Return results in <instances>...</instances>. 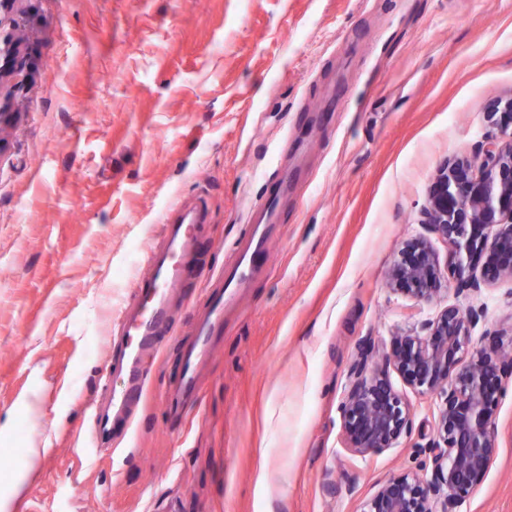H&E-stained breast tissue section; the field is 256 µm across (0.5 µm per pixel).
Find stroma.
<instances>
[{"instance_id": "obj_1", "label": "stroma", "mask_w": 512, "mask_h": 512, "mask_svg": "<svg viewBox=\"0 0 512 512\" xmlns=\"http://www.w3.org/2000/svg\"><path fill=\"white\" fill-rule=\"evenodd\" d=\"M29 66L0 130V495L6 512H364L430 466L440 398L397 373L411 434L361 456L339 412L359 345L457 303L450 245L422 222L438 165L475 156L485 105L512 96V0H16ZM287 202L265 223V183ZM204 198L203 275L172 294L173 333L133 436L81 451L86 406L134 308L141 250L172 201ZM264 224L270 259L224 310L198 400L165 399L221 268ZM428 241L432 301L393 292L403 244ZM473 340L512 341V279L472 301ZM498 454L448 512H512V375Z\"/></svg>"}]
</instances>
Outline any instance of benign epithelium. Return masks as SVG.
I'll return each instance as SVG.
<instances>
[{"label":"benign epithelium","instance_id":"obj_1","mask_svg":"<svg viewBox=\"0 0 512 512\" xmlns=\"http://www.w3.org/2000/svg\"><path fill=\"white\" fill-rule=\"evenodd\" d=\"M24 70L18 40L0 41V56ZM17 85L0 83V129L14 113L7 111ZM492 128L508 138H491L473 158L444 161L431 183L423 223L453 247L448 268L456 292L466 298L481 284L512 278V98L484 107ZM483 264L471 274L474 261ZM440 268L432 247L423 239L408 240L389 273L393 291L420 301L440 292ZM477 312L458 305L443 309L426 324L424 336L393 339L390 356L376 372L366 369L372 345L363 343L361 357L348 371V388L340 403L341 424L348 448L357 454L379 453L412 429V414L388 379L394 369L421 394H437L438 408L430 476L405 473L386 482L366 503L364 512H448V502L465 500L481 483L498 452L493 414L502 391V377L512 372V346L497 342L469 352ZM469 361H464L465 356Z\"/></svg>","mask_w":512,"mask_h":512}]
</instances>
